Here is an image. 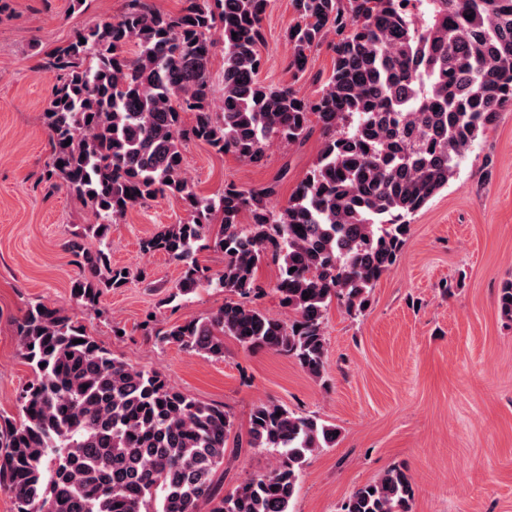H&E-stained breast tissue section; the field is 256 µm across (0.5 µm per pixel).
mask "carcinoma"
<instances>
[{
  "mask_svg": "<svg viewBox=\"0 0 512 512\" xmlns=\"http://www.w3.org/2000/svg\"><path fill=\"white\" fill-rule=\"evenodd\" d=\"M268 5L186 0L171 14L127 0L119 17L47 52L43 67L58 83L44 112L51 155L43 180L68 188L96 219L82 234L97 245L75 252L80 276L71 292L84 306L97 308L129 279L112 266V224L171 195L189 217L140 241L141 251L183 267L167 301L201 288L228 298L209 317L164 329L147 318L144 334L215 359L229 337L247 351L289 357L317 380L332 302L353 316L365 312L401 254L408 217L448 187L458 159L512 109V0H291L293 75L304 74L312 51L325 45L332 53L313 98L258 77ZM316 126L324 136L317 161L279 208L273 185L229 182L206 198L183 176L188 142L260 165L268 141L299 144ZM204 249L224 254L223 270L199 264ZM269 261L287 320L251 306L263 292L257 271ZM498 306L512 321V280ZM17 337L33 378L18 394V417L0 415V490L13 495L15 512H290L309 458L336 444V427L316 416L258 403L247 443L273 451L275 462L222 493L215 475L234 429L224 407L115 357L58 308L29 305ZM413 495L406 471L393 467L356 488L339 512H411ZM215 44L212 51L211 72L213 76V108L219 111L223 97L220 75L224 69V42L220 35H214Z\"/></svg>",
  "mask_w": 512,
  "mask_h": 512,
  "instance_id": "obj_1",
  "label": "carcinoma"
}]
</instances>
